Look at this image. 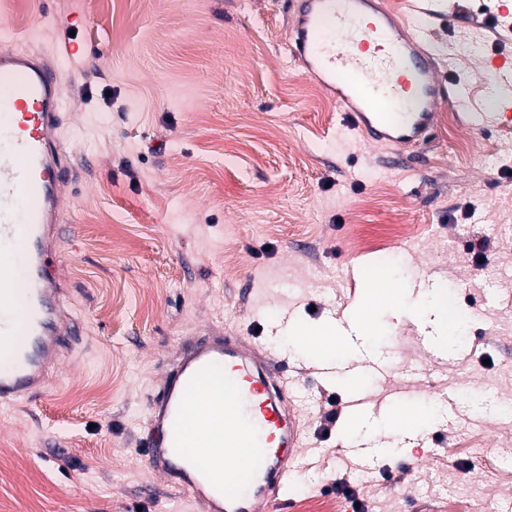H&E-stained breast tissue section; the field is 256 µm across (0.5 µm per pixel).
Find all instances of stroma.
I'll list each match as a JSON object with an SVG mask.
<instances>
[{
    "label": "stroma",
    "instance_id": "obj_1",
    "mask_svg": "<svg viewBox=\"0 0 512 512\" xmlns=\"http://www.w3.org/2000/svg\"><path fill=\"white\" fill-rule=\"evenodd\" d=\"M383 2L428 29L472 109L496 108L492 72L460 53L512 58L496 0ZM0 20V51L60 67L73 175L51 269L81 322L45 393L0 405V512H203L140 444L179 342L224 328L260 333L296 371L290 512H354L322 492L339 479L363 512H448L461 493L469 512H512V125L469 127L444 107L434 140L402 159L367 144L292 59L286 0H13ZM393 273L400 299L353 339L366 420L383 429L399 397L439 417L400 455L364 459L345 376H320L312 348ZM441 281L463 314L448 341L429 308Z\"/></svg>",
    "mask_w": 512,
    "mask_h": 512
}]
</instances>
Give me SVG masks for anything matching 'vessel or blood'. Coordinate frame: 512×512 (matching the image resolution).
<instances>
[{
	"label": "vessel or blood",
	"instance_id": "b4317fda",
	"mask_svg": "<svg viewBox=\"0 0 512 512\" xmlns=\"http://www.w3.org/2000/svg\"><path fill=\"white\" fill-rule=\"evenodd\" d=\"M289 45L305 75L335 96L347 126L381 146L426 144L440 103L460 104L465 85L440 78L425 30L406 33L377 0H289ZM495 79L500 112H512V65ZM66 110L57 72L37 55L0 53V404L28 399L78 337L61 312L45 262L63 240L62 195L70 182L60 129ZM223 374L224 391L205 393ZM296 381L258 337L227 329L181 342L149 408L147 466L176 481L206 512H266L284 506L300 452ZM205 399L201 424L221 419L201 463L185 432L190 399ZM248 451L239 463L237 449Z\"/></svg>",
	"mask_w": 512,
	"mask_h": 512
}]
</instances>
